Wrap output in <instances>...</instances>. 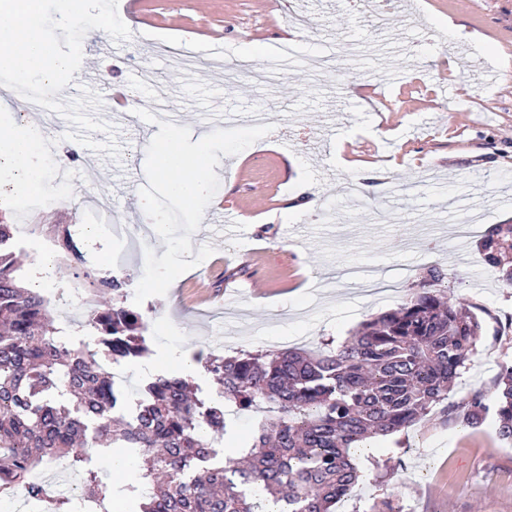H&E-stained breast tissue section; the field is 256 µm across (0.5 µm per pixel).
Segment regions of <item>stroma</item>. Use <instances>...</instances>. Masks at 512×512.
<instances>
[{"label":"stroma","instance_id":"obj_1","mask_svg":"<svg viewBox=\"0 0 512 512\" xmlns=\"http://www.w3.org/2000/svg\"><path fill=\"white\" fill-rule=\"evenodd\" d=\"M125 15L127 42L99 29L83 39L99 96L112 85L134 89L141 107L163 106L194 137L214 130L219 112L243 127L262 112L274 128L215 168V200L239 204L244 216L205 211L194 237L213 254L138 306L146 249L166 251L143 221L139 194L158 125L128 124L106 105L94 110L115 127V161L67 139L66 119L47 133L34 113L12 109L13 123L66 154L62 203L32 206L0 181V220L21 279L44 256L54 262L40 292L61 335L92 340L99 295L90 274L122 281L121 304L143 317L149 348L119 366L127 415L147 381L174 373L171 354L338 345L440 268L442 290L465 299L483 323L476 353L418 424L357 452L365 478L338 512H367L391 492L404 512H512V446L497 439L494 419L477 428L463 421L464 403L493 394L501 365L512 363V288L477 248L492 225L512 224V0H399L377 19L345 0H136ZM219 38L230 82L204 62ZM244 41L262 45L263 57L238 62ZM461 43L468 56L457 55ZM187 52L201 63L185 64ZM323 56L334 66L319 73ZM273 59L277 77L254 82L252 72ZM362 162L379 165L386 180L355 204L343 189ZM311 197L315 207L273 219L285 200ZM95 214L103 217L97 243L81 247V262L68 260L56 247L62 229L78 231ZM460 224L469 227L461 243L448 237ZM364 269L387 290L360 292ZM388 456L399 467L376 474L372 458Z\"/></svg>","mask_w":512,"mask_h":512}]
</instances>
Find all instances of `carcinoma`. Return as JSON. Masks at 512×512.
<instances>
[{
	"mask_svg": "<svg viewBox=\"0 0 512 512\" xmlns=\"http://www.w3.org/2000/svg\"><path fill=\"white\" fill-rule=\"evenodd\" d=\"M480 250L512 288V224H495ZM9 226L0 225V490L19 488L44 501L28 475L58 457L80 475V500L108 512L116 499L134 512H335L359 484L351 449L418 423L448 398L467 368L482 323L459 299L436 289L443 274L409 289L405 300L360 324L331 351L292 348L208 357L204 368L240 410L267 404L278 416L260 420L239 457L217 460L228 423L224 404L184 379L159 375L141 391L128 417L111 365L148 352L139 314L119 305L121 284L101 277L111 294L89 319L97 349L57 335L47 300L20 285ZM493 417L512 441V364L491 397L474 393L464 420ZM127 448L141 459L140 482L115 486L99 475L94 451ZM46 512H80L69 496Z\"/></svg>",
	"mask_w": 512,
	"mask_h": 512,
	"instance_id": "cac0c4a2",
	"label": "carcinoma"
}]
</instances>
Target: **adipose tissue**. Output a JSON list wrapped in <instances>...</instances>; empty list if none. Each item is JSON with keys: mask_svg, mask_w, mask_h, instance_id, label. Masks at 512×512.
<instances>
[{"mask_svg": "<svg viewBox=\"0 0 512 512\" xmlns=\"http://www.w3.org/2000/svg\"><path fill=\"white\" fill-rule=\"evenodd\" d=\"M40 147L29 130L0 121V171L9 170L14 186L30 195H44L48 186L36 174L34 157Z\"/></svg>", "mask_w": 512, "mask_h": 512, "instance_id": "1", "label": "adipose tissue"}]
</instances>
